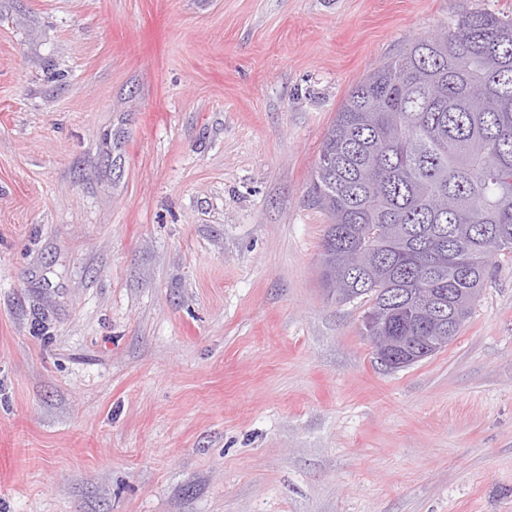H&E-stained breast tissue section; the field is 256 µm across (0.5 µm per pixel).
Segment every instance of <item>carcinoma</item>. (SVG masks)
<instances>
[{
	"instance_id": "obj_1",
	"label": "carcinoma",
	"mask_w": 512,
	"mask_h": 512,
	"mask_svg": "<svg viewBox=\"0 0 512 512\" xmlns=\"http://www.w3.org/2000/svg\"><path fill=\"white\" fill-rule=\"evenodd\" d=\"M311 198L330 220L325 286L350 253L368 257L339 298L376 312L365 335L394 334L434 294L462 325L489 261L512 254V18L466 13L376 66L336 112ZM422 322L448 333L446 318Z\"/></svg>"
}]
</instances>
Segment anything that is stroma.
<instances>
[{"label":"stroma","instance_id":"obj_1","mask_svg":"<svg viewBox=\"0 0 512 512\" xmlns=\"http://www.w3.org/2000/svg\"><path fill=\"white\" fill-rule=\"evenodd\" d=\"M512 0H0V512H512V258L390 371L320 275L344 99Z\"/></svg>","mask_w":512,"mask_h":512}]
</instances>
